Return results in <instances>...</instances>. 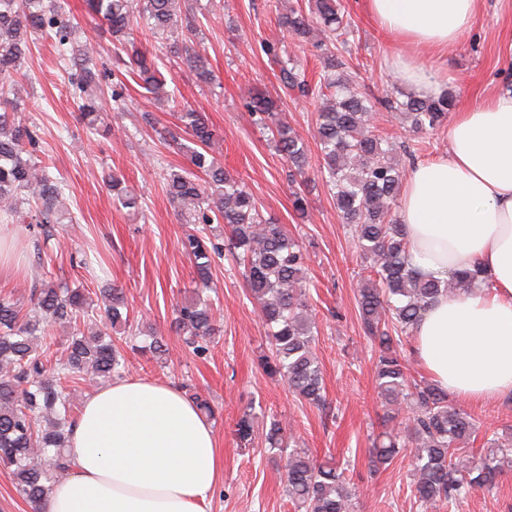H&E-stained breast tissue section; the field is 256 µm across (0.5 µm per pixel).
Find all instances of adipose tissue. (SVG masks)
<instances>
[{"instance_id":"obj_1","label":"adipose tissue","mask_w":512,"mask_h":512,"mask_svg":"<svg viewBox=\"0 0 512 512\" xmlns=\"http://www.w3.org/2000/svg\"><path fill=\"white\" fill-rule=\"evenodd\" d=\"M481 0H364L392 36V66L416 92L436 74L418 50L440 52L468 32ZM398 217L411 262L436 279L477 268L483 286L435 300L414 329L413 350L433 381L484 403L512 397V90L457 106L448 152L416 164ZM72 468L46 512H208L223 477L211 424L169 383L124 378L96 389L71 428Z\"/></svg>"}]
</instances>
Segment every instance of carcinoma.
I'll return each mask as SVG.
<instances>
[{
    "instance_id": "carcinoma-1",
    "label": "carcinoma",
    "mask_w": 512,
    "mask_h": 512,
    "mask_svg": "<svg viewBox=\"0 0 512 512\" xmlns=\"http://www.w3.org/2000/svg\"><path fill=\"white\" fill-rule=\"evenodd\" d=\"M89 11L108 27L112 40L127 50L128 72L136 84L156 98L167 95L165 80L154 63L131 40L134 21L141 20L154 36L165 40L166 52L182 60L203 84L213 80L206 59L186 38L193 32L190 13L181 0H87ZM286 31L300 42L316 46L321 39L350 34V23L337 0H308L307 6L289 5L280 15ZM75 24L61 0H0V211L22 216L35 206V221L60 224L66 213L58 208L61 188L49 167L33 160L37 134L18 119V76L30 41L35 35L53 38L60 62L71 72L79 110L93 126L103 117L98 96L87 95L90 86L101 88L99 74L91 68L93 49L73 42ZM344 62L332 53L324 59L321 104L315 138L321 150L320 173L332 191L336 210L354 232L356 248L368 272L358 290L360 316L367 336L378 343L375 377L384 398L385 421L395 420L402 405L415 409L405 426L381 435L375 458L386 464L402 448L415 449L413 492L422 512H439L443 506L467 497L476 489H493L504 463H512V448L503 443L481 451L465 447L477 431V421L448 399L437 385L411 380L410 370L397 347L413 339V330L428 306L444 294H465L476 287L479 271L454 272L446 280L421 276L407 251L406 232L395 211L403 171L394 162L396 147L374 133L369 100L343 77ZM292 90L308 92L304 73L283 70ZM409 129L435 128L446 118L453 98L409 97L399 102L385 99ZM256 123L268 132L276 150L288 159L291 172L305 175L309 166L303 137L276 116L275 101L256 95L247 104ZM186 137L173 140L193 170L171 171L166 192L190 224L220 220L230 228L224 243L200 233L181 240L193 262L201 288L195 297L178 305L176 325L186 335L185 344L199 356L216 335L215 317L206 287L211 280L213 256L227 253L241 267L247 287L269 329L272 356L265 371L284 380L301 399L324 403V384L314 352L316 322L307 304L304 271L307 257L298 243L260 211L244 184L224 169L214 156L216 134L206 115L191 108L177 113ZM114 200L135 208L137 197L108 177ZM34 312L23 313L20 300L0 297V464L11 469L18 493L33 507L47 500L54 481L69 468L66 448L74 423L71 384L88 378L106 381L122 376L126 359L103 329L87 336L77 323L90 319V303L79 288L53 279L33 285ZM103 325L127 323L123 289L101 292ZM73 326L59 358L48 327ZM141 350L155 357L166 354L164 340L148 331ZM286 426L270 423L264 441L271 449H288L285 492L305 512H352V491L330 462L319 463L304 451L290 449Z\"/></svg>"
}]
</instances>
